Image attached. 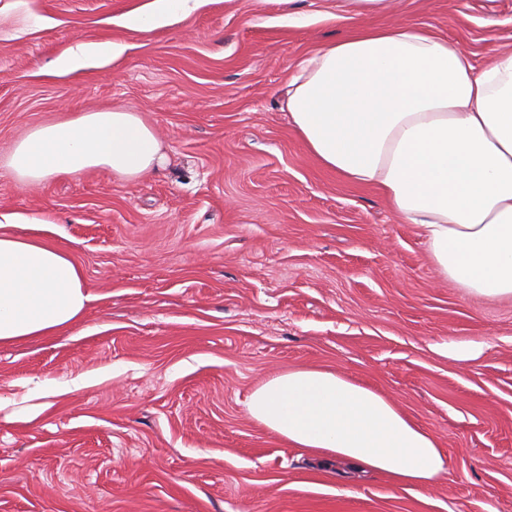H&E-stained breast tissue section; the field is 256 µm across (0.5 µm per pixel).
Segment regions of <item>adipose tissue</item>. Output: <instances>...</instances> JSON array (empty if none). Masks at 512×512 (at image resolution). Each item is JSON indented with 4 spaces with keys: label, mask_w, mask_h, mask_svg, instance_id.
<instances>
[{
    "label": "adipose tissue",
    "mask_w": 512,
    "mask_h": 512,
    "mask_svg": "<svg viewBox=\"0 0 512 512\" xmlns=\"http://www.w3.org/2000/svg\"><path fill=\"white\" fill-rule=\"evenodd\" d=\"M389 0H340L345 32L302 59L286 108L310 154L343 180L376 188L416 225L436 269L467 294L512 297V51L481 66L457 43L417 26L356 27ZM203 0H147L126 26L150 32ZM112 58L108 43H75L46 68L62 77ZM154 129L120 106L80 112L29 130L7 160L38 184L108 170L134 180L163 163ZM0 227V346L75 324L90 300L68 250ZM249 415L288 444L388 475L404 491L447 472L435 436L393 399L331 370L269 377Z\"/></svg>",
    "instance_id": "ef3b65f1"
}]
</instances>
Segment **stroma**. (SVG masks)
Wrapping results in <instances>:
<instances>
[{
    "mask_svg": "<svg viewBox=\"0 0 512 512\" xmlns=\"http://www.w3.org/2000/svg\"><path fill=\"white\" fill-rule=\"evenodd\" d=\"M146 0H14L0 19V162L30 128L120 105L166 159L26 185L0 213L48 221L90 301L62 334L0 347V512H512V299L443 279L375 189L323 168L284 99L345 30L336 0H206L151 33ZM478 64L512 50V0H392ZM111 64L41 77L76 41ZM320 367L371 387L448 453L437 483L322 466L246 400Z\"/></svg>",
    "mask_w": 512,
    "mask_h": 512,
    "instance_id": "35a3bbf8",
    "label": "stroma"
}]
</instances>
